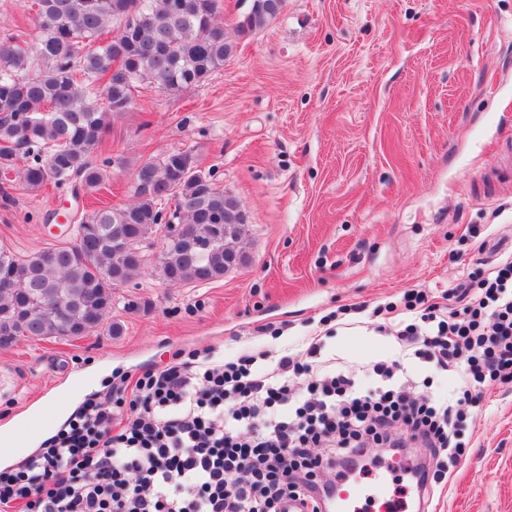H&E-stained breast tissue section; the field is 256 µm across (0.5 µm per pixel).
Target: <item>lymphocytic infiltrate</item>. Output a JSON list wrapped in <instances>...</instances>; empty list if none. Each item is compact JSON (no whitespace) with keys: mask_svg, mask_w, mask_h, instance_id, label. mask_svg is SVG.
<instances>
[{"mask_svg":"<svg viewBox=\"0 0 512 512\" xmlns=\"http://www.w3.org/2000/svg\"><path fill=\"white\" fill-rule=\"evenodd\" d=\"M403 299L420 319L398 324L402 351L453 372L456 400L413 397L385 361L369 390L348 369L313 375L316 343L307 361L286 353L263 373L251 355L193 354L121 378L109 403L90 402L49 447L1 470L0 512H280L286 497L315 503L318 472L351 470L364 446L403 450L397 425L436 462L414 469L417 482L444 479L483 388L512 382V258L457 288L453 307L418 288Z\"/></svg>","mask_w":512,"mask_h":512,"instance_id":"lymphocytic-infiltrate-1","label":"lymphocytic infiltrate"}]
</instances>
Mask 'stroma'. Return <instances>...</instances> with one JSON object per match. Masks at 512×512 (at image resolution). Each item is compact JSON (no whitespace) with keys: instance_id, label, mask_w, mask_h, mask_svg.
Wrapping results in <instances>:
<instances>
[{"instance_id":"stroma-1","label":"stroma","mask_w":512,"mask_h":512,"mask_svg":"<svg viewBox=\"0 0 512 512\" xmlns=\"http://www.w3.org/2000/svg\"><path fill=\"white\" fill-rule=\"evenodd\" d=\"M251 0H221L236 53L188 89L143 86L93 149L111 158L121 206L136 169L173 150L234 195L248 260L209 283L159 273L164 229L144 242L138 276L112 292L108 321L87 336L0 347V437L62 395L73 419L112 382L163 369L176 351L215 360L286 352L358 368L400 360L428 390L454 394L453 373L399 359L376 331L411 288L442 299L512 254V180L484 195L512 153V0H287L268 26L238 27ZM0 199V246L26 256L76 212L69 189L13 183ZM464 456L437 512H512V383L487 387L466 421Z\"/></svg>"}]
</instances>
